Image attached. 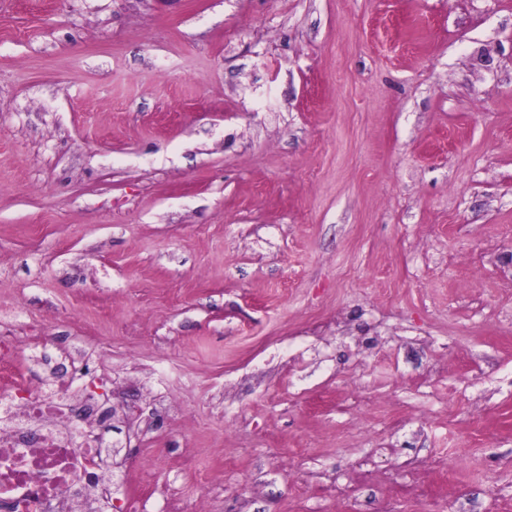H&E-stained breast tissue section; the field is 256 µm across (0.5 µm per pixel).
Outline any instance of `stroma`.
Here are the masks:
<instances>
[{
	"label": "stroma",
	"mask_w": 512,
	"mask_h": 512,
	"mask_svg": "<svg viewBox=\"0 0 512 512\" xmlns=\"http://www.w3.org/2000/svg\"><path fill=\"white\" fill-rule=\"evenodd\" d=\"M12 312L120 512H512V0H0ZM88 349L87 344L83 343L66 353L65 358L70 363L73 371V379L69 387L75 382L82 381L90 374V356H88Z\"/></svg>",
	"instance_id": "1"
}]
</instances>
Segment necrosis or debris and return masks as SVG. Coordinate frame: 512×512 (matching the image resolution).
Returning <instances> with one entry per match:
<instances>
[{
    "instance_id": "4bbe7bcc",
    "label": "necrosis or debris",
    "mask_w": 512,
    "mask_h": 512,
    "mask_svg": "<svg viewBox=\"0 0 512 512\" xmlns=\"http://www.w3.org/2000/svg\"><path fill=\"white\" fill-rule=\"evenodd\" d=\"M17 337L0 336V512H112V460L92 423L69 416L71 395L33 390Z\"/></svg>"
}]
</instances>
